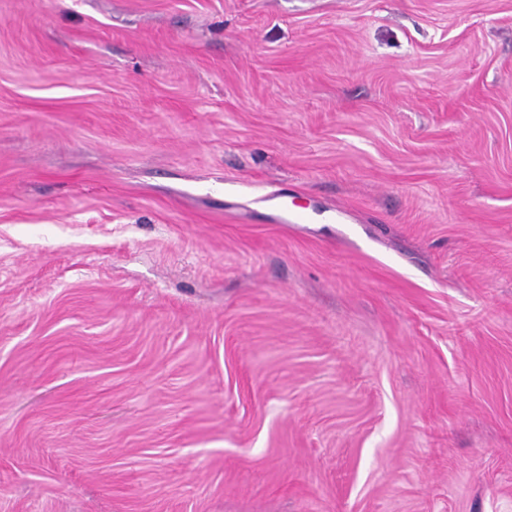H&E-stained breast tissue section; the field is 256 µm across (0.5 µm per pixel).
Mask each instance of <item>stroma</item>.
Segmentation results:
<instances>
[{
  "label": "stroma",
  "mask_w": 512,
  "mask_h": 512,
  "mask_svg": "<svg viewBox=\"0 0 512 512\" xmlns=\"http://www.w3.org/2000/svg\"><path fill=\"white\" fill-rule=\"evenodd\" d=\"M0 512H512V0H0Z\"/></svg>",
  "instance_id": "35a3bbf8"
}]
</instances>
